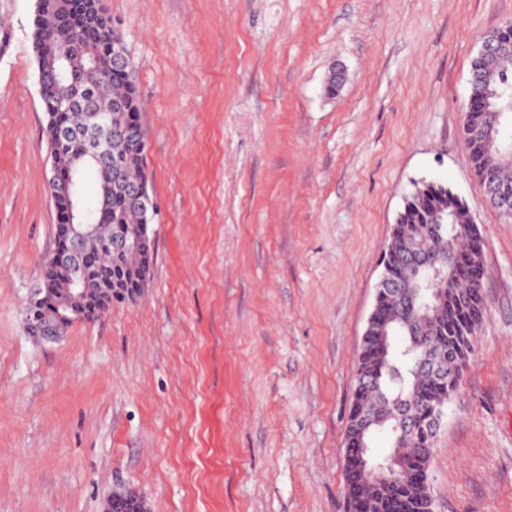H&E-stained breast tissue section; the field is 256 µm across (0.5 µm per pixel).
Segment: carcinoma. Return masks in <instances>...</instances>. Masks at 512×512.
I'll return each mask as SVG.
<instances>
[{
	"instance_id": "carcinoma-1",
	"label": "carcinoma",
	"mask_w": 512,
	"mask_h": 512,
	"mask_svg": "<svg viewBox=\"0 0 512 512\" xmlns=\"http://www.w3.org/2000/svg\"><path fill=\"white\" fill-rule=\"evenodd\" d=\"M120 42L102 0H43L33 23V51L42 87V107L47 116L46 137L53 171L73 176L83 191L86 174L95 172L99 200L95 210L82 207L78 223L93 224L94 236L75 243L56 227L57 246H74L73 266L60 269L46 264L43 289L47 290L43 317L53 318L55 309L66 307L78 314L100 305V296L88 291L75 302L71 283L108 275L112 299L119 301L140 294L146 285L153 259L149 224L155 217L144 213L130 195L139 184L150 186L143 163L144 136L140 124L142 106L130 79L128 54L112 59L104 46L105 31ZM504 50H492L471 62V92L465 109L464 134L471 165L485 182L495 179L512 191V30L507 29ZM86 87L93 95L84 108L72 101ZM128 102V108L112 110L113 100ZM112 119L111 166L101 167L85 153V135L94 133L98 117ZM69 127L75 136L58 144L56 129ZM456 240V268L445 296L423 306L427 285L435 270L448 271V235ZM126 238L140 246L121 247ZM483 240L471 229L468 204L448 188L414 189L402 211L401 221L390 236L385 252L391 260V276L402 284L400 297L381 294L376 301L378 332L362 338L357 354L355 387L350 413L362 412L370 423L362 434L346 429L344 448L345 490L354 512H431L427 493V470L433 440L423 430L406 422L422 420L423 412L439 408L451 396L431 364L448 369L460 378L475 347L474 336L485 314L481 281ZM410 251L428 254L436 268L417 273L399 255ZM391 437V452L384 459L395 481L371 484L365 477L355 447L358 440L371 443L378 432Z\"/></svg>"
}]
</instances>
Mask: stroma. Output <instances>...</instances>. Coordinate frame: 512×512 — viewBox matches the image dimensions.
Instances as JSON below:
<instances>
[{"label": "stroma", "mask_w": 512, "mask_h": 512, "mask_svg": "<svg viewBox=\"0 0 512 512\" xmlns=\"http://www.w3.org/2000/svg\"><path fill=\"white\" fill-rule=\"evenodd\" d=\"M105 5L145 105L153 260L139 297L40 341L57 213L36 2L0 0V512H104L121 489L150 512H349L357 349L423 181L470 207L487 311L429 494L512 512V222L463 136L471 61L512 0Z\"/></svg>", "instance_id": "obj_1"}]
</instances>
